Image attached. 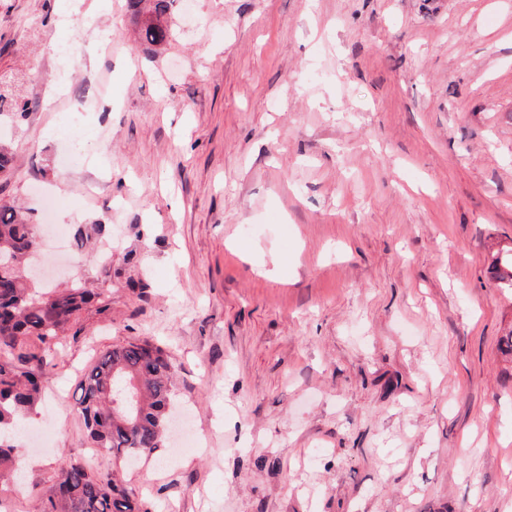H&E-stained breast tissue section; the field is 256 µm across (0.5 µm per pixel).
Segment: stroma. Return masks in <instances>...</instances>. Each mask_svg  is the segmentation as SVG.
I'll return each instance as SVG.
<instances>
[{
	"instance_id": "35a3bbf8",
	"label": "stroma",
	"mask_w": 512,
	"mask_h": 512,
	"mask_svg": "<svg viewBox=\"0 0 512 512\" xmlns=\"http://www.w3.org/2000/svg\"><path fill=\"white\" fill-rule=\"evenodd\" d=\"M58 2L0 0L29 106L0 199L101 225L111 268L46 248L43 285L109 308L58 346L0 512L72 461L148 512H512V0H194L159 53L126 0ZM132 339L177 356L202 442L136 468L89 459L76 409Z\"/></svg>"
}]
</instances>
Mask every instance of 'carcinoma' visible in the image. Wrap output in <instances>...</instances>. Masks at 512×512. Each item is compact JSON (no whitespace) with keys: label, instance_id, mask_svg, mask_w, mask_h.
Masks as SVG:
<instances>
[{"label":"carcinoma","instance_id":"carcinoma-1","mask_svg":"<svg viewBox=\"0 0 512 512\" xmlns=\"http://www.w3.org/2000/svg\"><path fill=\"white\" fill-rule=\"evenodd\" d=\"M181 0H127L141 40L163 46L172 37L169 16ZM35 226L14 205H0V482L9 479L22 454L12 442L18 420L44 392L50 352L82 313L108 309L106 289L84 284L46 291L26 275L35 251ZM498 286L512 290V255L498 258ZM43 348L31 350V341ZM176 359L146 340L115 345L85 373L77 405L91 445L131 462L164 447L172 422ZM39 512H144L123 489L105 485L82 463H71L45 491L33 489Z\"/></svg>","mask_w":512,"mask_h":512}]
</instances>
